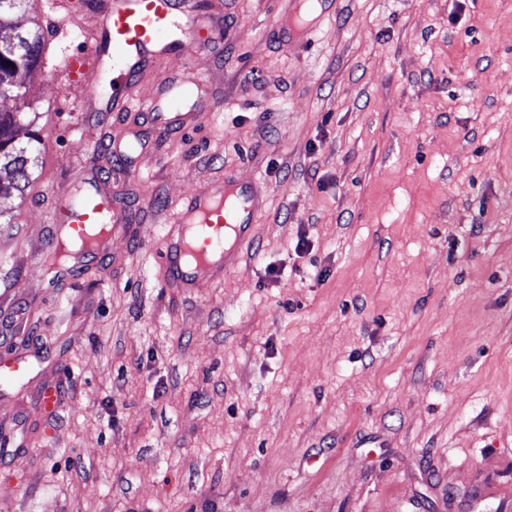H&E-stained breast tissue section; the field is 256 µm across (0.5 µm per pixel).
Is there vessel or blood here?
I'll return each mask as SVG.
<instances>
[{
	"mask_svg": "<svg viewBox=\"0 0 512 512\" xmlns=\"http://www.w3.org/2000/svg\"><path fill=\"white\" fill-rule=\"evenodd\" d=\"M329 0H290L288 11L272 29L281 39H304L305 17L325 10ZM93 45L87 61L91 74L112 72V109L141 110L142 117L162 132L184 130L183 113L160 100H140L133 94L143 74L168 55H191L223 41L222 18L202 12L196 0H111L85 28ZM259 200L254 191L224 181L222 193L202 190L187 198L177 226L157 247V257L167 279L177 285L202 286L213 282L209 269L215 262L237 263L241 245L252 231ZM52 223L60 224L64 237H84L88 228L111 229L112 196L100 181L80 200L63 199Z\"/></svg>",
	"mask_w": 512,
	"mask_h": 512,
	"instance_id": "b4317fda",
	"label": "vessel or blood"
}]
</instances>
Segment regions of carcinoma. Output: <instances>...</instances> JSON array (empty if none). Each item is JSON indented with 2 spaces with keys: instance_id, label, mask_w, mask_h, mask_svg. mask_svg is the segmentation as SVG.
Listing matches in <instances>:
<instances>
[{
  "instance_id": "1",
  "label": "carcinoma",
  "mask_w": 512,
  "mask_h": 512,
  "mask_svg": "<svg viewBox=\"0 0 512 512\" xmlns=\"http://www.w3.org/2000/svg\"><path fill=\"white\" fill-rule=\"evenodd\" d=\"M25 0H0V98L25 101L29 79L44 51V30H14L12 13ZM26 113L21 110L0 112V171L8 175L0 180V195L12 191L23 194L30 180L31 152L16 142V133Z\"/></svg>"
}]
</instances>
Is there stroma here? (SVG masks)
I'll return each instance as SVG.
<instances>
[{"instance_id": "obj_1", "label": "stroma", "mask_w": 512, "mask_h": 512, "mask_svg": "<svg viewBox=\"0 0 512 512\" xmlns=\"http://www.w3.org/2000/svg\"><path fill=\"white\" fill-rule=\"evenodd\" d=\"M68 2L14 16L45 50L0 198V358L31 362L0 380V512H512V0H334L304 44L280 0H201L223 43L137 88L202 78L170 135L85 111L107 0ZM96 173L122 226L52 278L57 197ZM225 178L260 200L245 260L170 287L156 242Z\"/></svg>"}]
</instances>
